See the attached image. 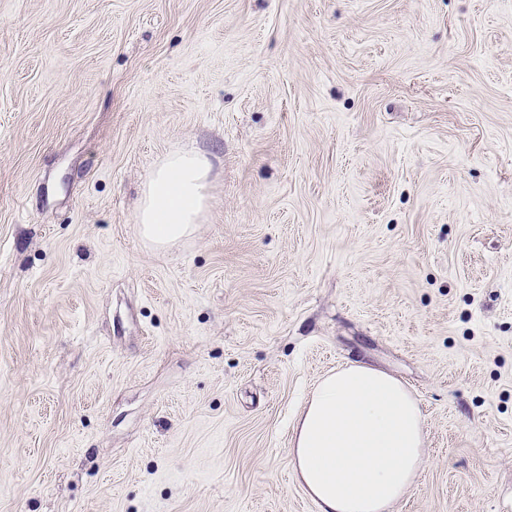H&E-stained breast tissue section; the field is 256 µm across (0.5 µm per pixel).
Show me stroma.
<instances>
[{
  "mask_svg": "<svg viewBox=\"0 0 512 512\" xmlns=\"http://www.w3.org/2000/svg\"><path fill=\"white\" fill-rule=\"evenodd\" d=\"M354 362L425 416L391 512H512V0H0V512H318ZM211 170L201 153H168L144 185L136 214L142 237L164 248L193 235L207 210Z\"/></svg>",
  "mask_w": 512,
  "mask_h": 512,
  "instance_id": "stroma-1",
  "label": "stroma"
}]
</instances>
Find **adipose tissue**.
<instances>
[{
	"label": "adipose tissue",
	"instance_id": "obj_1",
	"mask_svg": "<svg viewBox=\"0 0 512 512\" xmlns=\"http://www.w3.org/2000/svg\"><path fill=\"white\" fill-rule=\"evenodd\" d=\"M212 166L198 152L168 153L148 177L136 222L163 248L204 220ZM418 400L395 376L361 363L322 376L292 429L293 469L319 512H390L429 459Z\"/></svg>",
	"mask_w": 512,
	"mask_h": 512
}]
</instances>
